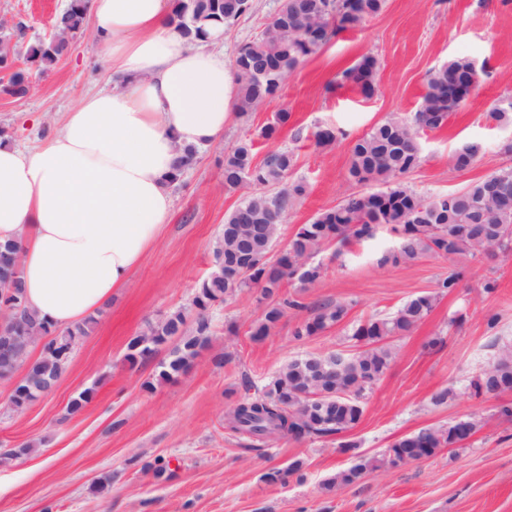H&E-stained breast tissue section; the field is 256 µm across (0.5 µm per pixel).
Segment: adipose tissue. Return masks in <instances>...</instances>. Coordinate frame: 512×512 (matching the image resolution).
<instances>
[{
  "label": "adipose tissue",
  "mask_w": 512,
  "mask_h": 512,
  "mask_svg": "<svg viewBox=\"0 0 512 512\" xmlns=\"http://www.w3.org/2000/svg\"><path fill=\"white\" fill-rule=\"evenodd\" d=\"M172 0H90L108 89L84 95L33 152L0 138V242L20 247L28 309L53 328L84 322L126 287L173 206L179 151L224 135L236 75L224 29L189 43Z\"/></svg>",
  "instance_id": "1"
}]
</instances>
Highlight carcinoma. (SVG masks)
<instances>
[{
	"instance_id": "carcinoma-1",
	"label": "carcinoma",
	"mask_w": 512,
	"mask_h": 512,
	"mask_svg": "<svg viewBox=\"0 0 512 512\" xmlns=\"http://www.w3.org/2000/svg\"><path fill=\"white\" fill-rule=\"evenodd\" d=\"M89 0H69L57 16L54 35L26 49V60L41 72L52 70L68 49L69 40L81 33ZM384 0H281L274 17L260 37L241 45L233 66L237 71L236 108L252 112L275 97L291 73L309 56L319 51L329 37L353 28L378 15ZM252 8L251 0H177L176 19L181 34L189 40L205 36V26L221 23L228 27ZM20 33L0 32V65L13 67ZM376 62L370 57L345 73V78L366 97L376 91ZM474 63L457 57L435 70L427 90L411 120L389 118L358 139L351 150L350 178L365 190L347 196L342 203L319 212L312 222L302 224L279 257H270L288 203L302 197L301 182L285 184L293 165V155L278 151L254 163L253 141L245 140L224 157V183L238 189L247 181L257 189L241 199L224 220V231L214 249L215 263L192 302V308L173 311L147 332L129 342L131 362L153 358L159 347L170 344L169 358L159 364L157 380L165 382L187 372L205 348L211 334L209 309L226 301L241 288L255 286L263 304L251 327V336L269 335L286 311L306 309L297 297L281 295V288L294 282L314 283L321 268L310 258L322 247L346 245L374 236L380 226H389L399 237L396 250L384 258L394 265L412 263L426 255L448 257L461 267L439 281L440 292L456 288L463 274L462 265L483 255L512 254V167L503 168L465 189L448 194L421 197L405 187L401 178L420 164L417 135L442 128L448 117L462 111L468 94L476 88ZM32 91L27 73L18 69L7 81H0V95L24 98ZM480 147L466 144L455 152L453 166L471 167ZM197 150L186 147L176 165L173 180L181 181L195 162ZM382 184L384 190L371 186ZM19 246L0 244V309H20L9 315L5 329L18 336L17 350L30 348L46 339L43 352L23 377L26 399L35 401L52 390L79 339L88 335L95 320L57 331L38 319L25 304L18 286ZM436 295L423 293L405 301L393 313L355 324L347 334L354 342L348 367L336 373L331 383L321 381L309 368L315 360H336L338 349L325 354H309L286 361L254 395L231 405L227 424L231 432L260 447L270 441L292 437H329L352 430L364 411V399L372 385L389 368L394 355L393 340L410 335L431 313ZM351 304L336 300L323 302L311 314L299 319L294 330L298 339L316 336L344 323ZM476 396L512 392V343L497 347L493 361L469 383ZM479 421L458 419L438 428H425L405 435L394 443L396 456L408 448H418L432 456L453 447L456 436L473 437ZM386 455L360 457L350 467L336 473L326 487L351 485L368 470L384 469Z\"/></svg>"
}]
</instances>
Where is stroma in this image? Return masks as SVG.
Here are the masks:
<instances>
[{
    "label": "stroma",
    "instance_id": "35a3bbf8",
    "mask_svg": "<svg viewBox=\"0 0 512 512\" xmlns=\"http://www.w3.org/2000/svg\"><path fill=\"white\" fill-rule=\"evenodd\" d=\"M68 2L0 0V18L22 24L26 41L45 40ZM252 3V12L226 31L227 59L260 35L279 0ZM462 56L475 64L478 86L442 129L421 133V162L402 179L426 197L457 192L512 166V127L490 116L512 99V0H385L377 16L331 36L275 98L235 114L223 140L200 151L185 171L159 242L74 348L55 388L17 412L9 407L11 384L0 381V453L34 446L0 466V512H512V422L497 414L512 393L476 397L468 389L497 344L512 341V259L473 261L457 288L441 294L437 284L454 259L387 263L397 237L382 228L372 239L322 248L312 258L323 268L321 278L304 289L286 288L311 307L349 302L345 324L298 339V317L289 312L269 336L253 340L261 307L257 292L246 288L212 308L208 348L175 381L153 384L156 361L127 358L130 339L190 307L211 272L224 217L243 196L224 185V157L241 140L253 139L258 163L273 152H292L287 180L306 186L280 227L273 251L281 253L299 225L359 191L348 177L354 142L388 118L410 119L429 75ZM365 57L377 63V89L368 98L343 78ZM15 65L28 71L33 90L23 99L0 97V131L23 149L41 145L82 95L107 86L87 31L49 73L22 57ZM281 111L287 123L261 137ZM325 127L337 138L317 145L314 134ZM473 142L481 146L476 162L455 169L453 154ZM421 293L436 294L435 307L411 335L394 339V360L368 395L347 447L332 436L282 439L255 450L229 430L224 413L244 396L245 382L261 386L287 360L347 348L350 325L389 314ZM218 357L223 365H215ZM444 388L452 396L434 405L432 395ZM87 389L90 401L68 412ZM466 417L481 423L466 448L326 489L356 457L377 456L402 436ZM296 462L300 471L290 472ZM162 464L166 472L155 476ZM276 470L280 480L269 481Z\"/></svg>",
    "mask_w": 512,
    "mask_h": 512
}]
</instances>
